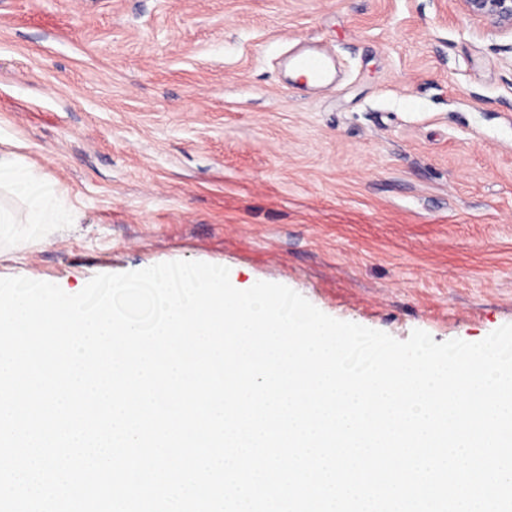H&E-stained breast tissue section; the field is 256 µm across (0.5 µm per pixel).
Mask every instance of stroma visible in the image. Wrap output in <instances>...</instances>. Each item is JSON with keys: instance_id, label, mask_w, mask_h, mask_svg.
<instances>
[{"instance_id": "35a3bbf8", "label": "stroma", "mask_w": 512, "mask_h": 512, "mask_svg": "<svg viewBox=\"0 0 512 512\" xmlns=\"http://www.w3.org/2000/svg\"><path fill=\"white\" fill-rule=\"evenodd\" d=\"M334 55L309 87L282 60ZM0 277L223 265L407 339L512 324V37L455 0H0ZM9 182L19 197L53 200L61 196L60 188L34 177L13 153L0 154V182Z\"/></svg>"}]
</instances>
